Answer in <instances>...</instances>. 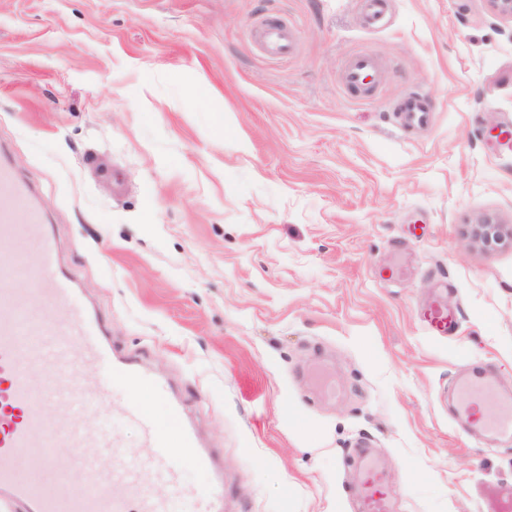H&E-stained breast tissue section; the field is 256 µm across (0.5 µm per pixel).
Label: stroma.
I'll list each match as a JSON object with an SVG mask.
<instances>
[{
	"label": "stroma",
	"mask_w": 512,
	"mask_h": 512,
	"mask_svg": "<svg viewBox=\"0 0 512 512\" xmlns=\"http://www.w3.org/2000/svg\"><path fill=\"white\" fill-rule=\"evenodd\" d=\"M0 0V151L115 350L217 454L224 512H356L375 452L396 512H489L512 440L448 388L512 392V19L487 0ZM296 26L264 54L266 22ZM376 58L381 92L341 84ZM423 94L428 125L394 106ZM458 321L429 335L432 301ZM336 380L324 396L317 375ZM261 44L264 51L273 57L290 56L295 49L296 33L290 27L265 24L261 33ZM456 413L469 422L474 431L499 437L512 436V397L500 396L492 375L475 370L454 381ZM476 406L482 413L473 416Z\"/></svg>",
	"instance_id": "obj_1"
}]
</instances>
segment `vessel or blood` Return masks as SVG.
<instances>
[{
	"label": "vessel or blood",
	"mask_w": 512,
	"mask_h": 512,
	"mask_svg": "<svg viewBox=\"0 0 512 512\" xmlns=\"http://www.w3.org/2000/svg\"><path fill=\"white\" fill-rule=\"evenodd\" d=\"M264 51L292 55L296 33L264 25ZM378 61L358 54L347 59L345 90L368 93L381 82ZM400 110L406 125L429 123L432 109L412 95ZM433 336L451 335L457 321L442 303L423 315ZM133 392L124 404L109 398L108 381ZM167 382L146 372L138 360L113 350L97 312L80 296L62 270L50 225L35 204L30 186L8 161H0V493H7L24 512H224V485L213 479L185 485L181 468L190 465L214 472L213 452L187 425L179 402L168 405L159 420L140 404L141 394L164 395ZM456 413L474 431L512 436V397L499 395L492 375L475 370L453 384ZM63 404L57 416L45 404ZM138 422L139 447H123L115 428ZM74 448L72 467L83 478L82 489L70 488L52 464L55 448ZM42 476H26L32 461ZM357 465L364 490L358 512H393L382 469L361 452ZM165 486L166 496L155 493Z\"/></svg>",
	"instance_id": "b4317fda"
}]
</instances>
